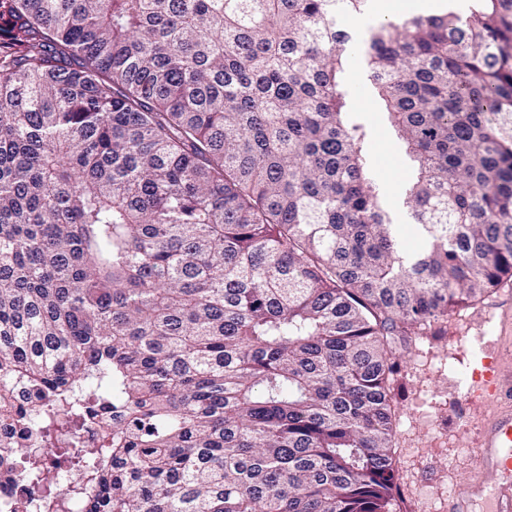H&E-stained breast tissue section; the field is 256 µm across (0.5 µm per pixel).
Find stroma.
I'll list each match as a JSON object with an SVG mask.
<instances>
[{"label":"stroma","mask_w":512,"mask_h":512,"mask_svg":"<svg viewBox=\"0 0 512 512\" xmlns=\"http://www.w3.org/2000/svg\"><path fill=\"white\" fill-rule=\"evenodd\" d=\"M342 88L370 131L374 169L386 202L400 211L399 191L407 172L359 60H352L345 70ZM508 318L512 319V283L449 313L443 340L422 336L397 343L394 353L402 388L394 396V443L400 512H446L454 486L476 475L474 448L484 408L463 396L483 380L482 361L502 356L498 328Z\"/></svg>","instance_id":"stroma-1"}]
</instances>
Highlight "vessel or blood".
I'll list each match as a JSON object with an SVG mask.
<instances>
[{"label":"vessel or blood","mask_w":512,"mask_h":512,"mask_svg":"<svg viewBox=\"0 0 512 512\" xmlns=\"http://www.w3.org/2000/svg\"><path fill=\"white\" fill-rule=\"evenodd\" d=\"M499 340L504 358L485 362L482 395L492 410L480 427L475 456L477 476L457 485L448 500V512H512V323L500 324Z\"/></svg>","instance_id":"vessel-or-blood-1"}]
</instances>
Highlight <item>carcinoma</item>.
I'll return each mask as SVG.
<instances>
[{"mask_svg":"<svg viewBox=\"0 0 512 512\" xmlns=\"http://www.w3.org/2000/svg\"><path fill=\"white\" fill-rule=\"evenodd\" d=\"M368 2L0 0L13 512H396L395 338L512 280V0L371 27L414 250L341 88Z\"/></svg>","mask_w":512,"mask_h":512,"instance_id":"carcinoma-1","label":"carcinoma"}]
</instances>
